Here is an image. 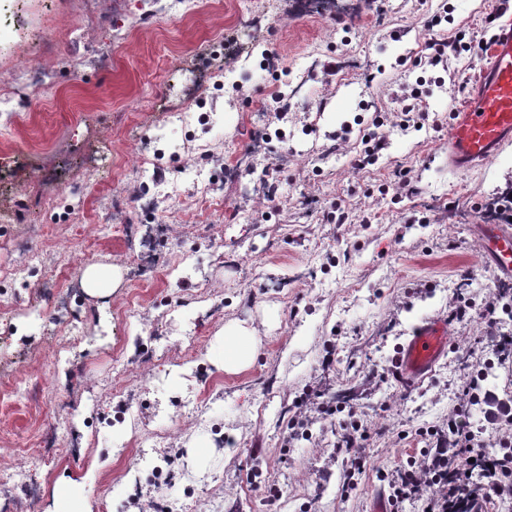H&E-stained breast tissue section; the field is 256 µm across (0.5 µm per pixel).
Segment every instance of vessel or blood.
<instances>
[{
  "mask_svg": "<svg viewBox=\"0 0 512 512\" xmlns=\"http://www.w3.org/2000/svg\"><path fill=\"white\" fill-rule=\"evenodd\" d=\"M512 143V22L499 24L490 37L485 63L464 105L454 112L448 132V166L466 170L492 159ZM478 234L484 252L498 271L512 277V229L482 224ZM451 343L448 326L439 321L422 324L403 347L398 359L405 380L418 381Z\"/></svg>",
  "mask_w": 512,
  "mask_h": 512,
  "instance_id": "1",
  "label": "vessel or blood"
}]
</instances>
